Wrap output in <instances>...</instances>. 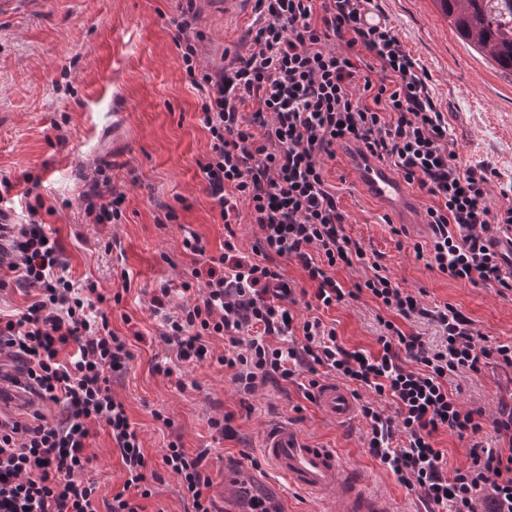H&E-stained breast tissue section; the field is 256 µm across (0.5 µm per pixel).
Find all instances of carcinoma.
<instances>
[{
    "label": "carcinoma",
    "instance_id": "carcinoma-1",
    "mask_svg": "<svg viewBox=\"0 0 512 512\" xmlns=\"http://www.w3.org/2000/svg\"><path fill=\"white\" fill-rule=\"evenodd\" d=\"M457 34L512 76V0H437Z\"/></svg>",
    "mask_w": 512,
    "mask_h": 512
}]
</instances>
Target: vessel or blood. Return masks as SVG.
Returning <instances> with one entry per match:
<instances>
[{
	"instance_id": "obj_1",
	"label": "vessel or blood",
	"mask_w": 512,
	"mask_h": 512,
	"mask_svg": "<svg viewBox=\"0 0 512 512\" xmlns=\"http://www.w3.org/2000/svg\"><path fill=\"white\" fill-rule=\"evenodd\" d=\"M352 167L369 195L393 213L414 221L415 199L396 174L365 157L353 158ZM316 402L328 417L339 423L351 420L356 414L353 396L333 382L319 387ZM261 448L274 471L290 487L319 499L333 500L335 512H397L393 499L370 489L347 458L336 449L311 446L294 425L283 423L267 430Z\"/></svg>"
}]
</instances>
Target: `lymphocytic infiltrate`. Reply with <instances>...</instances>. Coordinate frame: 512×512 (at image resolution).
<instances>
[{
	"instance_id": "f902f5d3",
	"label": "lymphocytic infiltrate",
	"mask_w": 512,
	"mask_h": 512,
	"mask_svg": "<svg viewBox=\"0 0 512 512\" xmlns=\"http://www.w3.org/2000/svg\"><path fill=\"white\" fill-rule=\"evenodd\" d=\"M185 2L174 41L187 80L201 93L200 120L210 136L197 166L228 232L221 253L211 256L198 234L185 231L184 251L203 266L183 282L187 298L178 312L167 311L170 288L153 295L165 342L191 364L206 359L207 337L224 338L228 347L217 362L248 394L291 380L299 369L324 367L371 392L360 405L368 451L401 485L441 512H512V404L500 403L489 415L448 390L450 375L480 373L491 361L512 369V344L488 341L452 305L427 308L383 274L344 234L324 164L347 144L390 162L430 199L424 217L431 242L415 245V258L450 279L512 292L505 257L489 247L492 238L512 233V206L491 197L494 171L458 166L424 69L387 23H368L373 0H255L245 53L216 66L199 61L204 34L195 27L194 0ZM124 202L110 178L97 175L81 195L94 224L120 220ZM28 212V223L0 224V288L10 273L36 293L25 311L0 316V357L22 361L27 384L59 405L61 417L34 425L0 417V512H100L95 482L82 477L91 425L100 420L127 473L107 512H144L141 501L157 473L111 388L133 354L110 326L107 296L74 284L38 206ZM244 218L256 234L248 256L233 229ZM283 260L299 262L320 308L346 297L336 267L366 268L355 291L388 313L378 350H347L321 317L292 321L296 288L282 273ZM402 318L437 323L440 345L404 332ZM383 399L394 402L396 416L381 409ZM488 426L504 447L479 442ZM442 430L475 436L468 466L447 469L434 440ZM161 461L180 477L194 512H213L203 455L173 441Z\"/></svg>"
}]
</instances>
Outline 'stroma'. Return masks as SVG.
Here are the masks:
<instances>
[{"label":"stroma","instance_id":"1","mask_svg":"<svg viewBox=\"0 0 512 512\" xmlns=\"http://www.w3.org/2000/svg\"><path fill=\"white\" fill-rule=\"evenodd\" d=\"M376 3L424 66L459 166L494 169L492 198L512 206V77L460 38L435 0ZM196 8L206 35L202 64L241 50L254 13L228 19L215 0H198ZM177 13V0H40L0 18V176L13 184L7 204L23 224L28 205L42 199L73 280L121 296L108 316L134 358L113 378L112 392L161 471L145 510L193 512L179 478L162 468L163 450L176 440L188 453L205 454L217 512H250L256 499L270 512H331L330 503L289 487L261 459L264 428L290 422L313 445L350 459L399 512H424L420 492L400 485L369 454L363 418L336 423L294 382L241 393L215 361L224 352L222 338H210L209 359L185 364L161 337L162 319L151 312L150 299L166 282L173 304L182 301L181 283L194 266L183 251L184 229L203 237L213 254L225 235L196 164L210 138L199 120L200 94L187 82L174 43L170 19ZM116 98L128 112L117 134L104 125ZM350 153L347 146L337 149L325 162L326 185L346 216L345 235L360 241L402 288L421 293L426 305L451 304L489 341L512 343V292L449 279L415 259L414 244H429L431 229L401 223L370 198L351 171ZM98 167L126 195L120 223H89L80 205L83 177ZM162 203L174 209L176 221L157 224ZM379 313L364 293L319 315L346 349L374 352ZM448 387L464 405L492 410L512 402V369L492 363L478 375L450 377ZM227 413L235 435L225 439L209 421ZM86 453L92 459L86 475L97 483L101 504H109L126 473L105 422L93 424ZM255 458L260 466H252ZM228 477L239 486L231 500L222 493Z\"/></svg>","mask_w":512,"mask_h":512}]
</instances>
